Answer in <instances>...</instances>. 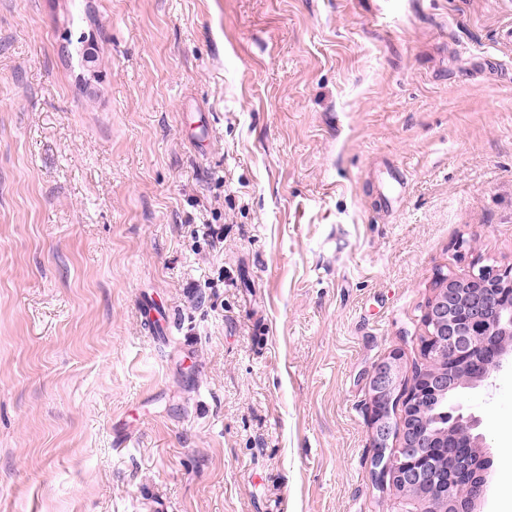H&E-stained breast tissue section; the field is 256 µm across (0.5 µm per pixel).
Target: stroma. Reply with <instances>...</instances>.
I'll use <instances>...</instances> for the list:
<instances>
[{
  "label": "stroma",
  "mask_w": 512,
  "mask_h": 512,
  "mask_svg": "<svg viewBox=\"0 0 512 512\" xmlns=\"http://www.w3.org/2000/svg\"><path fill=\"white\" fill-rule=\"evenodd\" d=\"M483 266L512 0H0V512H404L367 378ZM455 402L507 512L512 353Z\"/></svg>",
  "instance_id": "obj_1"
}]
</instances>
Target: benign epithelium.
Segmentation results:
<instances>
[{"instance_id": "7a95c632", "label": "benign epithelium", "mask_w": 512, "mask_h": 512, "mask_svg": "<svg viewBox=\"0 0 512 512\" xmlns=\"http://www.w3.org/2000/svg\"><path fill=\"white\" fill-rule=\"evenodd\" d=\"M432 328L428 368L410 385L402 356L393 351L368 378L365 409L371 429V466L384 484L421 506L418 512H474L487 480L475 447L479 421L448 407V427L410 421L423 401L487 380L512 349V267L447 277L423 311ZM398 447H393V442Z\"/></svg>"}]
</instances>
